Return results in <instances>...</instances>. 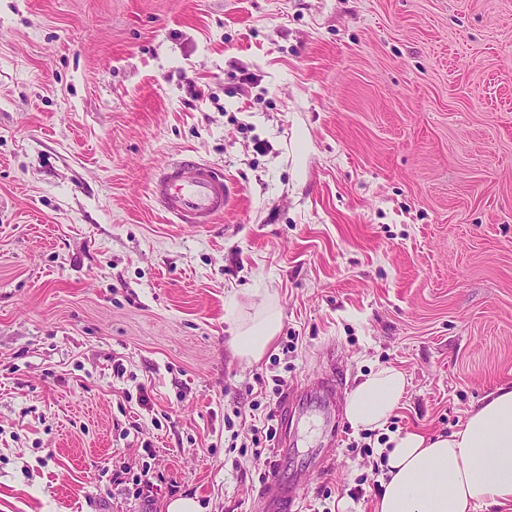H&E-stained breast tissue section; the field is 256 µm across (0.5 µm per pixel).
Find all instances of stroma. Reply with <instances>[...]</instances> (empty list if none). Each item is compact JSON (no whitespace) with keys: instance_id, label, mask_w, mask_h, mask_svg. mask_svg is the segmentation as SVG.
<instances>
[{"instance_id":"1","label":"stroma","mask_w":512,"mask_h":512,"mask_svg":"<svg viewBox=\"0 0 512 512\" xmlns=\"http://www.w3.org/2000/svg\"><path fill=\"white\" fill-rule=\"evenodd\" d=\"M185 155L215 223L150 196ZM332 366L404 373L393 432L512 384V0H0V512H255L234 432ZM382 437L303 512H375ZM240 193L232 179L193 155L165 164L150 186L158 209L177 224H212ZM280 324L281 310L278 304H262L254 316L238 326L233 340L235 354L247 362L259 361L278 333Z\"/></svg>"}]
</instances>
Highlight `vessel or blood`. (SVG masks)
<instances>
[{
  "instance_id": "obj_1",
  "label": "vessel or blood",
  "mask_w": 512,
  "mask_h": 512,
  "mask_svg": "<svg viewBox=\"0 0 512 512\" xmlns=\"http://www.w3.org/2000/svg\"><path fill=\"white\" fill-rule=\"evenodd\" d=\"M150 195L160 211L175 223L211 224L235 203L240 189L213 165L186 155L157 171ZM342 386L340 376L331 369L315 381L292 385L285 393L276 411V458L258 493L261 512H293V504L300 501L301 476L289 471L288 465L311 421L321 424V439L311 454L312 462L324 467L335 459Z\"/></svg>"
}]
</instances>
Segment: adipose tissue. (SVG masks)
<instances>
[{"instance_id": "ef3b65f1", "label": "adipose tissue", "mask_w": 512, "mask_h": 512, "mask_svg": "<svg viewBox=\"0 0 512 512\" xmlns=\"http://www.w3.org/2000/svg\"><path fill=\"white\" fill-rule=\"evenodd\" d=\"M280 324L278 304H262L240 323L235 354L248 362L260 360ZM406 385L404 374L391 367L364 375L346 401L350 427L385 429ZM380 454L376 512H498L512 504V385L488 394L451 433L428 437L398 431Z\"/></svg>"}]
</instances>
